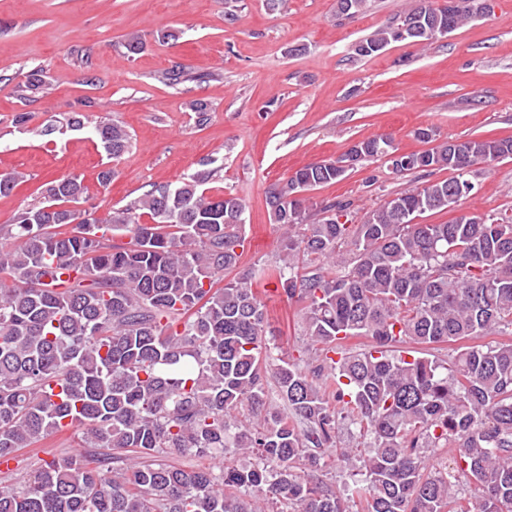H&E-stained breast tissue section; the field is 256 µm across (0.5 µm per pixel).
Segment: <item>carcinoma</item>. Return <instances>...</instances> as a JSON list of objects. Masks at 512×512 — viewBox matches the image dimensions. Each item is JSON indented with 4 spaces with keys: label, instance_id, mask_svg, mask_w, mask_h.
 I'll list each match as a JSON object with an SVG mask.
<instances>
[{
    "label": "carcinoma",
    "instance_id": "obj_1",
    "mask_svg": "<svg viewBox=\"0 0 512 512\" xmlns=\"http://www.w3.org/2000/svg\"><path fill=\"white\" fill-rule=\"evenodd\" d=\"M483 9L420 0L358 54L410 25L446 36ZM44 86L32 69L23 99ZM65 128L110 158L130 144L109 120L50 118L39 135ZM357 150L366 160L396 148L382 136ZM506 158L511 138L404 153L390 160L399 176L456 175L395 194L361 224L341 223L334 204L307 223L304 192L343 177L344 157L271 184L272 223L288 230L275 271L303 304L306 358L270 351L255 270L239 268L246 206L210 192L215 159L105 217L69 207L87 192L79 177L44 184L0 225V460L64 428L93 453L0 479V512H350L347 500L355 512H512V218L417 222L448 208L458 172ZM124 232L130 241L115 242ZM489 335L501 340L479 342ZM444 343L459 344L449 362L433 356ZM351 426L362 447H337ZM436 448L451 468L429 465ZM186 455L226 464L171 463ZM334 455L353 477L340 492L317 477ZM459 474L478 494H462Z\"/></svg>",
    "mask_w": 512,
    "mask_h": 512
}]
</instances>
